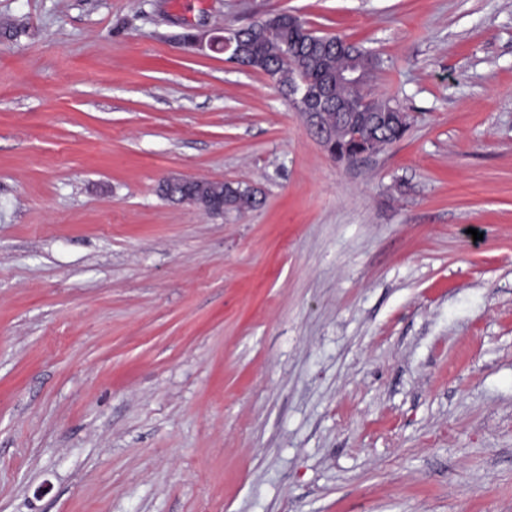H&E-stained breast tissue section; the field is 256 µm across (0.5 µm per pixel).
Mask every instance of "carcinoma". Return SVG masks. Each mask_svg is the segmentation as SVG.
Wrapping results in <instances>:
<instances>
[{"label": "carcinoma", "mask_w": 512, "mask_h": 512, "mask_svg": "<svg viewBox=\"0 0 512 512\" xmlns=\"http://www.w3.org/2000/svg\"><path fill=\"white\" fill-rule=\"evenodd\" d=\"M283 17L295 21L296 26L256 41L250 64L267 75L285 95L299 81L302 72L314 84H331L333 102L323 106L321 111L327 113V119L335 126V140L341 155L351 157L367 150L378 153L400 141L408 130L397 119L401 107L393 99H373L367 90L373 72L380 66L379 58L339 35L318 34L307 29L301 17L290 12L283 13ZM351 61L357 62L362 69V80L351 85L336 84V71ZM369 98L373 99L380 123L375 125L364 143L358 144L350 138L347 125L337 120V112L342 106H359ZM216 195L224 196V204L236 211L252 209L260 204L257 191L240 182L231 185L193 180L183 192V196L195 198L205 208L209 207L210 198Z\"/></svg>", "instance_id": "1"}]
</instances>
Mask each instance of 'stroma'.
I'll return each instance as SVG.
<instances>
[{"mask_svg":"<svg viewBox=\"0 0 512 512\" xmlns=\"http://www.w3.org/2000/svg\"><path fill=\"white\" fill-rule=\"evenodd\" d=\"M284 10L379 57L403 140L334 159L190 41ZM1 16L0 512H512V0ZM190 180L191 179L168 180L164 188L172 199L189 201L179 195V190L185 182ZM229 183H232L237 190H240L239 195L231 189ZM216 195H224V198H221L219 202L213 204L212 213H224V206L225 210L243 211L255 208L260 204V199L257 198V191L248 185L244 186L240 182H224V184H219L218 182L191 180L189 185L185 186L183 192V196L188 199L194 197L196 202L201 204L205 209L209 207L210 198ZM228 204H232V206H227Z\"/></svg>","mask_w":512,"mask_h":512,"instance_id":"35a3bbf8","label":"stroma"}]
</instances>
